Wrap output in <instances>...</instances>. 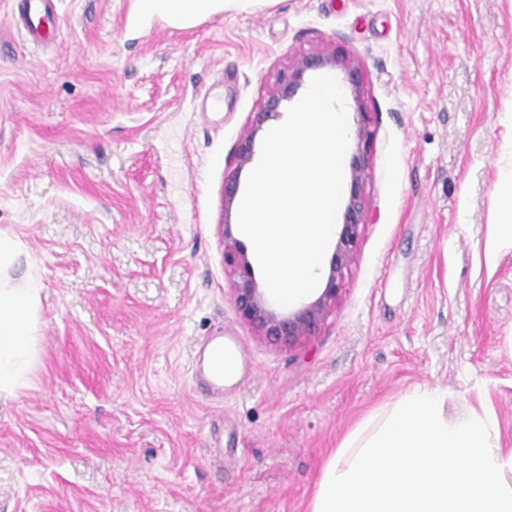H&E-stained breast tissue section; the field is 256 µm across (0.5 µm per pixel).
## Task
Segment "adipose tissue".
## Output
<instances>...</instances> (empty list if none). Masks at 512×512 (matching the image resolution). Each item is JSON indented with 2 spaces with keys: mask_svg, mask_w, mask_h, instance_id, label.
Instances as JSON below:
<instances>
[{
  "mask_svg": "<svg viewBox=\"0 0 512 512\" xmlns=\"http://www.w3.org/2000/svg\"><path fill=\"white\" fill-rule=\"evenodd\" d=\"M135 5L144 17L160 16L181 25L222 9L224 0H135ZM41 291L33 273L20 285L0 281V399L15 396L22 383Z\"/></svg>",
  "mask_w": 512,
  "mask_h": 512,
  "instance_id": "1",
  "label": "adipose tissue"
}]
</instances>
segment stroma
I'll use <instances>...</instances> for the list:
<instances>
[{
    "instance_id": "stroma-1",
    "label": "stroma",
    "mask_w": 512,
    "mask_h": 512,
    "mask_svg": "<svg viewBox=\"0 0 512 512\" xmlns=\"http://www.w3.org/2000/svg\"><path fill=\"white\" fill-rule=\"evenodd\" d=\"M0 0V230L42 284L23 386L0 405V512H310L368 416L418 386L488 411L512 448V0H258L177 27L134 0H57L36 45ZM362 73L368 219L315 336L275 345L224 265V178L303 56ZM244 379L190 365L215 332Z\"/></svg>"
}]
</instances>
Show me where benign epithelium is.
Returning a JSON list of instances; mask_svg holds the SVG:
<instances>
[{
    "label": "benign epithelium",
    "mask_w": 512,
    "mask_h": 512,
    "mask_svg": "<svg viewBox=\"0 0 512 512\" xmlns=\"http://www.w3.org/2000/svg\"><path fill=\"white\" fill-rule=\"evenodd\" d=\"M341 66L347 76L352 91L359 90L361 72L347 60L332 53H315L301 59L292 72H283L279 76L278 88L273 91L264 103L261 112L257 113L251 128L241 136L236 158L238 167H243L252 158L254 138L262 124L278 113L282 100L292 97L299 82L307 70L334 68ZM358 150L350 161V192L344 220L339 234L336 253L330 269L326 287L321 296L314 302L298 311L282 315L268 304L265 293L257 284L250 263L239 248L238 242L231 233V223L224 220V264L231 268L237 279L233 282L234 301L241 318L254 328L259 335L276 344H292L304 336H312L320 326L328 309L339 295L343 281V270L350 263L357 246L361 229L366 225L367 209L362 195V185L366 176L367 154L370 149L372 134L366 125L359 126ZM239 189L237 176L224 179V213H229Z\"/></svg>",
    "instance_id": "obj_1"
}]
</instances>
